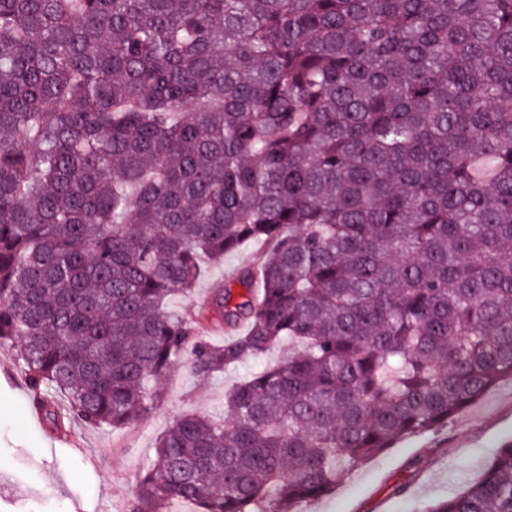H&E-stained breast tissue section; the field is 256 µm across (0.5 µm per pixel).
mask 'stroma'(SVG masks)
Instances as JSON below:
<instances>
[{
  "mask_svg": "<svg viewBox=\"0 0 512 512\" xmlns=\"http://www.w3.org/2000/svg\"><path fill=\"white\" fill-rule=\"evenodd\" d=\"M263 249L251 244L207 267L192 298H174L171 310L204 303L212 288L258 264ZM287 343L263 359L248 360L204 380L189 367L163 384V403L146 419L119 431L74 419L63 431L31 417L32 391L11 347L0 346V512H130L138 476L169 423L187 412L220 419L224 396L252 373L278 361ZM512 440V382L489 388L447 426L404 437L365 463L340 468L336 488L302 512H422L477 479L499 446Z\"/></svg>",
  "mask_w": 512,
  "mask_h": 512,
  "instance_id": "1",
  "label": "stroma"
}]
</instances>
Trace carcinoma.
<instances>
[{
  "mask_svg": "<svg viewBox=\"0 0 512 512\" xmlns=\"http://www.w3.org/2000/svg\"><path fill=\"white\" fill-rule=\"evenodd\" d=\"M286 339L132 512H300L512 381V0H0V345L46 421L125 428ZM427 512H512V440ZM262 252L263 248L260 245L251 244L234 254L224 257V261L221 263L209 265L193 296L190 299L174 298L171 301L170 310L178 311L190 303L201 305L208 299L212 288L232 281L234 274L240 267L258 264Z\"/></svg>",
  "mask_w": 512,
  "mask_h": 512,
  "instance_id": "obj_1",
  "label": "carcinoma"
}]
</instances>
